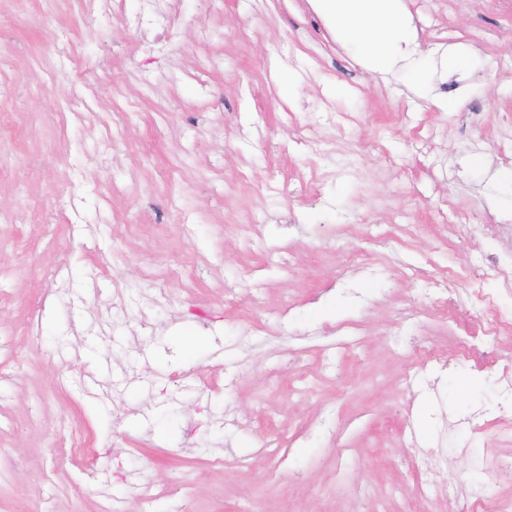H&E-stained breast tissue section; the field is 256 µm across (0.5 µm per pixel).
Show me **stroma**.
<instances>
[{
  "label": "stroma",
  "instance_id": "1",
  "mask_svg": "<svg viewBox=\"0 0 512 512\" xmlns=\"http://www.w3.org/2000/svg\"><path fill=\"white\" fill-rule=\"evenodd\" d=\"M399 9L423 92L313 0H0V512L512 495V430L466 423L501 371L456 352L512 312V0Z\"/></svg>",
  "mask_w": 512,
  "mask_h": 512
}]
</instances>
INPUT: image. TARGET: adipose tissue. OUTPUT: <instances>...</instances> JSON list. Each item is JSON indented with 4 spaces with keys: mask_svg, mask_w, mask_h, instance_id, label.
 Listing matches in <instances>:
<instances>
[{
    "mask_svg": "<svg viewBox=\"0 0 512 512\" xmlns=\"http://www.w3.org/2000/svg\"><path fill=\"white\" fill-rule=\"evenodd\" d=\"M318 10L336 23L349 47L378 70L397 65L403 49L415 40L397 0H316Z\"/></svg>",
    "mask_w": 512,
    "mask_h": 512,
    "instance_id": "obj_1",
    "label": "adipose tissue"
}]
</instances>
